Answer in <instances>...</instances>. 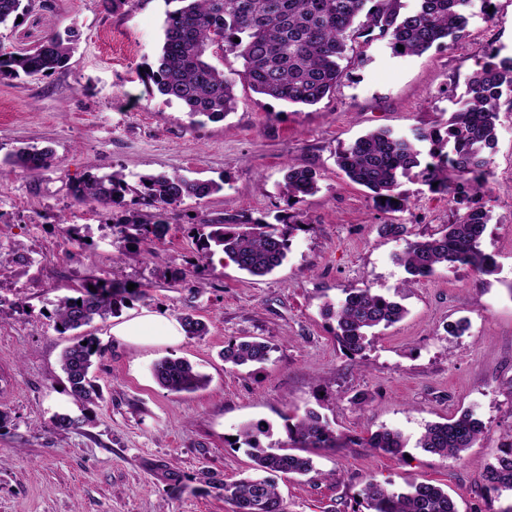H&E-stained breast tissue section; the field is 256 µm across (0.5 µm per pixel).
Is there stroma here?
Instances as JSON below:
<instances>
[{"mask_svg": "<svg viewBox=\"0 0 512 512\" xmlns=\"http://www.w3.org/2000/svg\"><path fill=\"white\" fill-rule=\"evenodd\" d=\"M165 10L164 0H135L115 13L99 0H49L0 26L11 51L79 33L61 71L0 80V250L17 246L23 256L0 269V308L9 313L0 320V512H232L204 474L227 482L250 474L240 428L264 423L270 442L283 443L286 417L308 409L353 443L315 450V477L276 476L288 512H367L368 482L407 479L447 487L463 512H506L512 491L488 490L481 474L512 445V112L500 114L482 200L492 220L481 248L496 272L438 268L404 293V318L377 329L358 356L337 345L324 305L346 288L390 293L406 279L394 260L404 243L380 236V225H406L421 239L452 219L447 197L414 173L401 184L408 208L381 212L339 171L337 151L377 129L446 130L472 74L491 56L512 57V0L488 9L473 0L463 38L419 56L394 55L381 38L354 44L335 90L317 105H287L241 82L235 112L196 124L143 81ZM27 145L52 148L54 166L34 174L3 166ZM290 163L321 180L299 205L308 228L294 233L284 263L253 277L222 251L201 258L195 221L224 214L274 223L287 207L278 185ZM174 169L224 189L168 212L165 239L136 243L126 257L109 220L120 207L71 193L90 174L120 171L134 186ZM68 224L80 238L65 233ZM92 272L139 289L123 314L145 309L177 320L191 312L208 332L133 345L112 337L110 322L94 323L101 397L86 406L60 368L80 334L60 333L52 314ZM461 321L466 330L451 333ZM251 337L271 346L269 360L225 364V345ZM164 357L189 360L208 385L189 394L163 389L152 368ZM465 412L484 429L461 460L417 447L427 424ZM61 414L75 426L56 428ZM382 428L403 435L404 454L358 446Z\"/></svg>", "mask_w": 512, "mask_h": 512, "instance_id": "35a3bbf8", "label": "stroma"}]
</instances>
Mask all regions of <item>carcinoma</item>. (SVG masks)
I'll return each mask as SVG.
<instances>
[{
    "mask_svg": "<svg viewBox=\"0 0 512 512\" xmlns=\"http://www.w3.org/2000/svg\"><path fill=\"white\" fill-rule=\"evenodd\" d=\"M36 0H0V25L32 7ZM177 7L165 12L163 40L154 66L146 72V83L169 101L179 103L190 118L220 121L235 111L237 80L267 98L292 105L312 106L335 88L342 75L340 61L348 44L374 34L388 38L396 54L420 55L444 40L454 44L467 25L465 12L471 0H417L411 10L402 0H166ZM75 31L50 35L28 51H9L0 46V77L18 79L47 76L67 66ZM240 42H234V39ZM404 51H399L398 46ZM230 52L243 61L237 77L214 64ZM512 93V57L489 61L476 70L467 83L464 104L448 120L446 137L418 127L411 135L379 129L357 138L336 152V164L354 184L368 189L374 205L385 213L405 209L408 198L399 191L400 179L415 168L431 191L448 197L455 205L453 220L427 238L409 240L404 224H382V235L405 241L396 255L411 279L432 275L439 266H467L479 274L495 272L491 255L480 247L490 211L480 205L486 188L491 157L497 141V122L504 92ZM430 144L423 152L422 144ZM430 161L422 163V155ZM4 164L28 173L48 169L55 155L48 147H26L5 157ZM316 170L290 164L279 185L292 211L277 217L278 223L218 216L201 221L208 231L198 233L197 251L205 258L219 247L241 271L265 276L282 265L290 249V238L305 224L295 205L318 192ZM223 189L209 181L191 180L177 172H159L142 177L139 187L129 188L119 172L90 174L73 184L80 202L104 206L120 204L133 194L132 207L114 218L112 233L124 242L160 241L169 227L165 212L187 199L201 200ZM133 292L126 284L94 275L81 285L79 296L58 301L55 310L60 333L78 330L95 320L119 314ZM336 321L335 339L345 352L361 355L370 347L369 334L400 321L405 307L391 297L365 288H346L343 297L327 304ZM189 336L207 334L206 324L186 314L180 318ZM272 347L259 340H240L224 347V362L235 366L264 363ZM102 348L93 336L66 348L62 370L71 393L81 402L100 399L98 387L89 378L93 359ZM157 383L171 392H193L207 384V377L182 358H164L152 370ZM289 443L262 447L259 427L240 430L253 449V461L260 474L231 483L219 481L214 489L230 503L233 512H287L273 475L307 476L316 472L307 453L313 449L339 448L340 438L318 413L308 410L286 418ZM483 432L482 423L468 413L444 423L426 426L418 447L446 458L459 459L474 446ZM365 444L397 456L406 447L402 434L381 429ZM486 485L495 491H512V446L489 465ZM368 512H459L455 500L439 485L407 480L399 488L377 482L362 490Z\"/></svg>",
    "mask_w": 512,
    "mask_h": 512,
    "instance_id": "1",
    "label": "carcinoma"
}]
</instances>
